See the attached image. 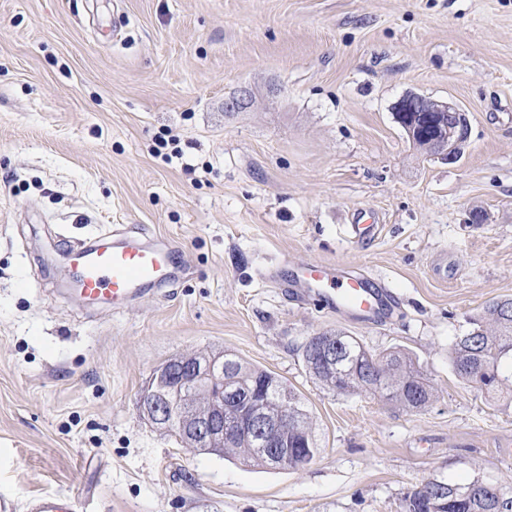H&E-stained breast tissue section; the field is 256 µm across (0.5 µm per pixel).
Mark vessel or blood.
I'll use <instances>...</instances> for the list:
<instances>
[{"label":"vessel or blood","mask_w":512,"mask_h":512,"mask_svg":"<svg viewBox=\"0 0 512 512\" xmlns=\"http://www.w3.org/2000/svg\"><path fill=\"white\" fill-rule=\"evenodd\" d=\"M70 265L76 290L91 303L107 302L118 309L146 289L162 286L179 268L167 245L151 242L115 241L100 235L93 245L71 250ZM295 286L301 295L317 298L331 310L378 319L385 304L383 291L372 288L361 273L306 263L296 273ZM31 512H75L72 498L45 494L36 498Z\"/></svg>","instance_id":"1"}]
</instances>
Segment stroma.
<instances>
[{
	"instance_id": "1",
	"label": "stroma",
	"mask_w": 512,
	"mask_h": 512,
	"mask_svg": "<svg viewBox=\"0 0 512 512\" xmlns=\"http://www.w3.org/2000/svg\"><path fill=\"white\" fill-rule=\"evenodd\" d=\"M252 112H228L241 86ZM458 104L459 161L394 121L407 93ZM181 156L165 157L162 134ZM484 213L485 223L471 221ZM374 224L371 239L349 238ZM142 234L187 257L124 310L65 283L67 243ZM351 266L387 319L285 288ZM279 266L283 283L263 279ZM512 298V0H0V497L77 512H403L432 478L512 491V401L448 354ZM341 330L398 348L434 388L414 413L336 395L302 347ZM194 350L265 369L320 448L300 470L199 453L144 418L154 370ZM75 510V502L71 497L58 494L42 495L31 505L32 512H75Z\"/></svg>"
}]
</instances>
